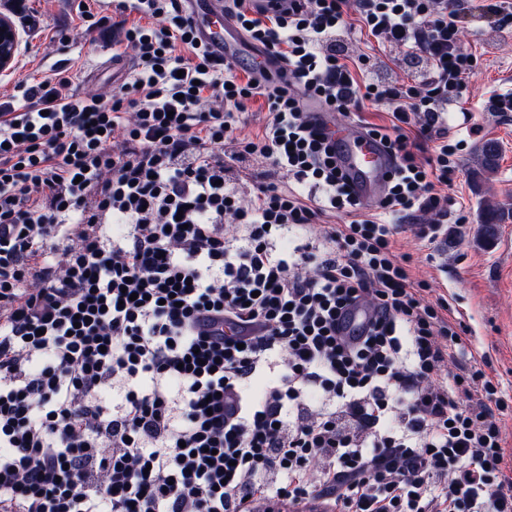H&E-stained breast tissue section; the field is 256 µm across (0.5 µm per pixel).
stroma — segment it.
I'll use <instances>...</instances> for the list:
<instances>
[{"label": "stroma", "instance_id": "35a3bbf8", "mask_svg": "<svg viewBox=\"0 0 512 512\" xmlns=\"http://www.w3.org/2000/svg\"><path fill=\"white\" fill-rule=\"evenodd\" d=\"M488 0H456L462 38L477 63L460 100L448 106V141L458 150L457 168L444 192L448 214L434 242L405 230L397 235L399 252L411 257L414 279L447 298L467 327L474 351L484 354L487 369L501 383L512 405V219L500 225L496 240H476L482 202L512 203V112L497 111L494 101L512 95V25H497L487 14ZM93 26L81 19L82 0H0L22 39L15 69L0 75V104L20 102V84L62 74L70 88L111 94L121 83L113 56L135 62L111 7L91 5ZM498 141L502 160L483 186L470 179L476 147Z\"/></svg>", "mask_w": 512, "mask_h": 512}]
</instances>
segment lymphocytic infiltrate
Returning <instances> with one entry per match:
<instances>
[{"mask_svg": "<svg viewBox=\"0 0 512 512\" xmlns=\"http://www.w3.org/2000/svg\"><path fill=\"white\" fill-rule=\"evenodd\" d=\"M119 10L138 20L118 91L63 77L0 109V512H512L501 384L395 251L394 216L427 215L430 242L448 213L446 112L476 62L451 0H229L265 56L243 73L187 0ZM356 23L426 78L375 79L339 39ZM258 98L261 133L235 138ZM310 102L390 105L368 129L395 159L376 207ZM249 162L242 193L225 177Z\"/></svg>", "mask_w": 512, "mask_h": 512, "instance_id": "f902f5d3", "label": "lymphocytic infiltrate"}]
</instances>
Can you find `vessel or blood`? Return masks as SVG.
<instances>
[{"mask_svg":"<svg viewBox=\"0 0 512 512\" xmlns=\"http://www.w3.org/2000/svg\"><path fill=\"white\" fill-rule=\"evenodd\" d=\"M189 16L212 44L216 53L227 59L239 56V43L227 37L228 18L213 0H190ZM315 118L330 126L332 138L339 149V164L357 196L365 203L380 201L389 183L394 167L379 138L367 134L352 124H334L330 113H316Z\"/></svg>","mask_w":512,"mask_h":512,"instance_id":"obj_1","label":"vessel or blood"}]
</instances>
